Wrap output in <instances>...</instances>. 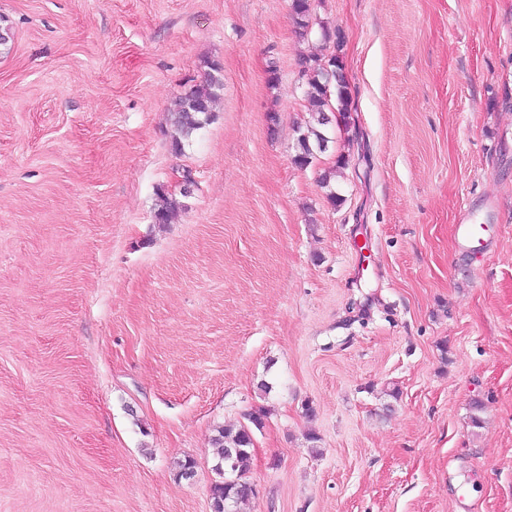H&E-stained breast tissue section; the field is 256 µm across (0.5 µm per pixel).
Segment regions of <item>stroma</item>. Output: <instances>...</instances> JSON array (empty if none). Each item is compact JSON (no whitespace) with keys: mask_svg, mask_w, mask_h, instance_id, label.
I'll list each match as a JSON object with an SVG mask.
<instances>
[{"mask_svg":"<svg viewBox=\"0 0 512 512\" xmlns=\"http://www.w3.org/2000/svg\"><path fill=\"white\" fill-rule=\"evenodd\" d=\"M0 19V512H212L213 437L259 407L239 512H512V0H313L305 42L290 0ZM325 29L348 109L302 167ZM206 67L209 71H205L202 84L173 102L171 120L176 135L172 138V148L177 153L182 152L184 141L189 140L210 121L213 103L223 89L224 84L218 76L221 68L213 62L207 63ZM180 207V202L169 195L164 189L156 193V202L154 206V218L159 224H169L176 215ZM461 216L456 226V236L465 243L477 241L481 243V234L484 230L482 224H478V218L472 212L471 206L464 203L460 208Z\"/></svg>","mask_w":512,"mask_h":512,"instance_id":"1","label":"stroma"}]
</instances>
